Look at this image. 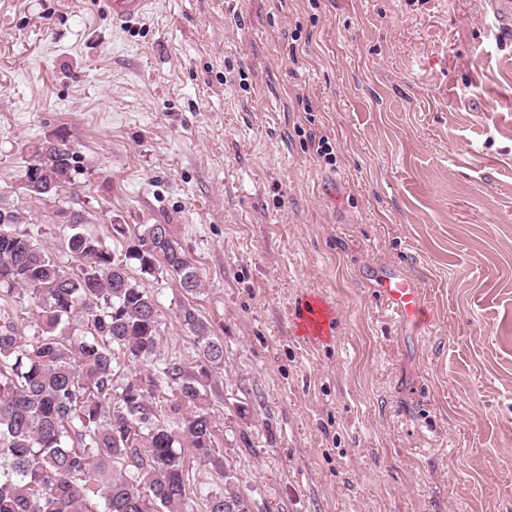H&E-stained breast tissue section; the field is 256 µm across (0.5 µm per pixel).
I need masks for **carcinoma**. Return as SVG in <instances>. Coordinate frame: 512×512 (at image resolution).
Returning a JSON list of instances; mask_svg holds the SVG:
<instances>
[{
  "label": "carcinoma",
  "instance_id": "obj_1",
  "mask_svg": "<svg viewBox=\"0 0 512 512\" xmlns=\"http://www.w3.org/2000/svg\"><path fill=\"white\" fill-rule=\"evenodd\" d=\"M76 152L64 134L28 151L23 189L31 199L53 198L73 188ZM69 213L65 247L69 266L16 225L27 215L0 196V293L27 290L35 299V331L24 338L0 316V512H185L188 440L209 455L211 418L195 408L198 381L170 361L156 373L121 377L125 362H148L158 344L157 304L132 283L128 265L152 274L163 269L188 294L201 281L169 225L146 224L124 251L110 250L84 229L87 216ZM86 320L85 331L71 322ZM180 319L203 358L224 362V345L185 305ZM176 386L169 410L154 405L162 384ZM208 512H247L232 491L207 495Z\"/></svg>",
  "mask_w": 512,
  "mask_h": 512
}]
</instances>
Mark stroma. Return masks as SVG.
I'll list each match as a JSON object with an SVG mask.
<instances>
[{"label":"stroma","instance_id":"35a3bbf8","mask_svg":"<svg viewBox=\"0 0 512 512\" xmlns=\"http://www.w3.org/2000/svg\"><path fill=\"white\" fill-rule=\"evenodd\" d=\"M486 3L155 0L122 25L98 0H0L18 232L64 264L59 207L116 252L167 224L202 281L129 268L160 324L127 374L180 362L215 426L185 454L186 512L226 489L248 512H512V40ZM61 132L76 187L29 199L28 148ZM369 265L418 280L428 327L388 315ZM180 319L194 336L203 358L214 366H221L224 362V346L214 338L209 325L196 313V309L191 305H184L180 309Z\"/></svg>","mask_w":512,"mask_h":512}]
</instances>
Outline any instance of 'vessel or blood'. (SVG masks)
<instances>
[{"label":"vessel or blood","instance_id":"obj_1","mask_svg":"<svg viewBox=\"0 0 512 512\" xmlns=\"http://www.w3.org/2000/svg\"><path fill=\"white\" fill-rule=\"evenodd\" d=\"M155 0H101L103 9L113 22L129 23L141 19ZM488 9L499 38L512 37V0H488ZM372 285L381 301L405 323H423L427 309L417 281L396 268L376 273Z\"/></svg>","mask_w":512,"mask_h":512}]
</instances>
